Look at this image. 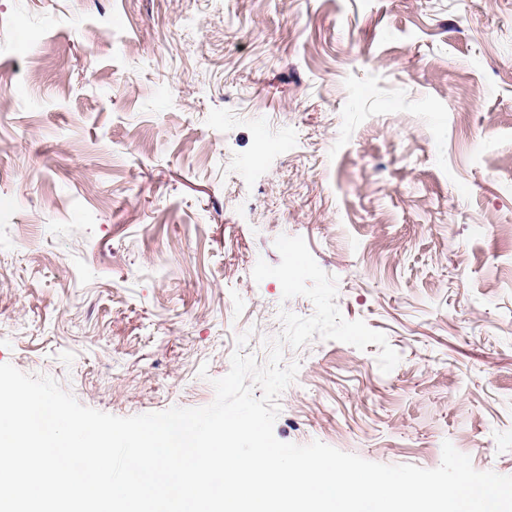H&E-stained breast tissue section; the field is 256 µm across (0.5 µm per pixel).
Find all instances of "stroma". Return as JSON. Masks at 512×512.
Returning a JSON list of instances; mask_svg holds the SVG:
<instances>
[{"mask_svg":"<svg viewBox=\"0 0 512 512\" xmlns=\"http://www.w3.org/2000/svg\"><path fill=\"white\" fill-rule=\"evenodd\" d=\"M0 73V363L207 406L299 236L400 362L284 347L276 438L512 476V0H0Z\"/></svg>","mask_w":512,"mask_h":512,"instance_id":"35a3bbf8","label":"stroma"}]
</instances>
